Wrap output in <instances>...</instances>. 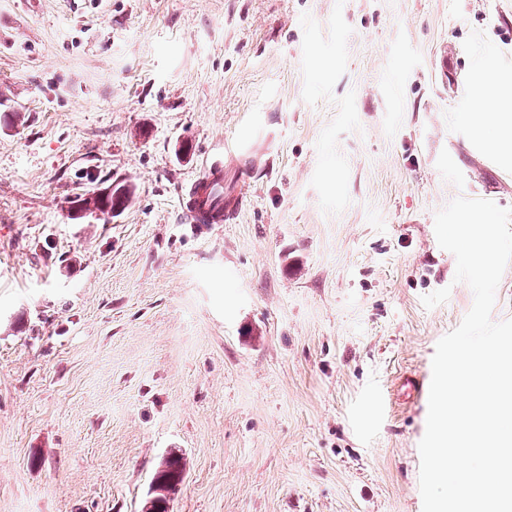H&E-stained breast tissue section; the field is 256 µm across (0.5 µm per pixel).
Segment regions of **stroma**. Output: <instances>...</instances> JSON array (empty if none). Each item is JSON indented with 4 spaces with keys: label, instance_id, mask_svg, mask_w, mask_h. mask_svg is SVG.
<instances>
[{
    "label": "stroma",
    "instance_id": "obj_1",
    "mask_svg": "<svg viewBox=\"0 0 512 512\" xmlns=\"http://www.w3.org/2000/svg\"><path fill=\"white\" fill-rule=\"evenodd\" d=\"M512 0H0V512H422L452 199L512 208L461 119ZM241 213L179 201L225 145ZM128 206L71 220L112 184ZM185 477V462L180 450H170L160 461L154 472L149 498L151 503L149 512H169L170 501L167 499V488L172 484H182Z\"/></svg>",
    "mask_w": 512,
    "mask_h": 512
}]
</instances>
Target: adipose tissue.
<instances>
[{"instance_id": "obj_1", "label": "adipose tissue", "mask_w": 512, "mask_h": 512, "mask_svg": "<svg viewBox=\"0 0 512 512\" xmlns=\"http://www.w3.org/2000/svg\"><path fill=\"white\" fill-rule=\"evenodd\" d=\"M470 129L504 165H512V74L485 62L476 77Z\"/></svg>"}]
</instances>
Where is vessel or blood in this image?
<instances>
[{
    "mask_svg": "<svg viewBox=\"0 0 512 512\" xmlns=\"http://www.w3.org/2000/svg\"><path fill=\"white\" fill-rule=\"evenodd\" d=\"M236 151V146H225L223 155L207 161L201 175L182 196L180 206L187 222L221 224L238 213L243 202L241 186L249 178L247 169L238 172V190L230 193L224 190V158Z\"/></svg>",
    "mask_w": 512,
    "mask_h": 512,
    "instance_id": "1",
    "label": "vessel or blood"
}]
</instances>
